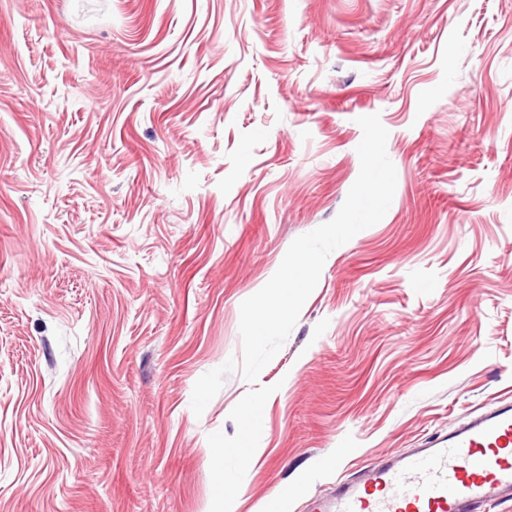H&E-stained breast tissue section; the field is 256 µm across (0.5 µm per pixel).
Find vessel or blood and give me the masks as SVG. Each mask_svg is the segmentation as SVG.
<instances>
[{"label":"vessel or blood","instance_id":"b4317fda","mask_svg":"<svg viewBox=\"0 0 512 512\" xmlns=\"http://www.w3.org/2000/svg\"><path fill=\"white\" fill-rule=\"evenodd\" d=\"M512 500V401H499L424 447L358 479L337 476L313 512H482Z\"/></svg>","mask_w":512,"mask_h":512}]
</instances>
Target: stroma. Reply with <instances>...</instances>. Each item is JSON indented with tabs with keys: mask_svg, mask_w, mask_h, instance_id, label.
Here are the masks:
<instances>
[{
	"mask_svg": "<svg viewBox=\"0 0 512 512\" xmlns=\"http://www.w3.org/2000/svg\"><path fill=\"white\" fill-rule=\"evenodd\" d=\"M375 113L388 212L195 415ZM504 398L512 0H0V512H307Z\"/></svg>",
	"mask_w": 512,
	"mask_h": 512,
	"instance_id": "35a3bbf8",
	"label": "stroma"
}]
</instances>
